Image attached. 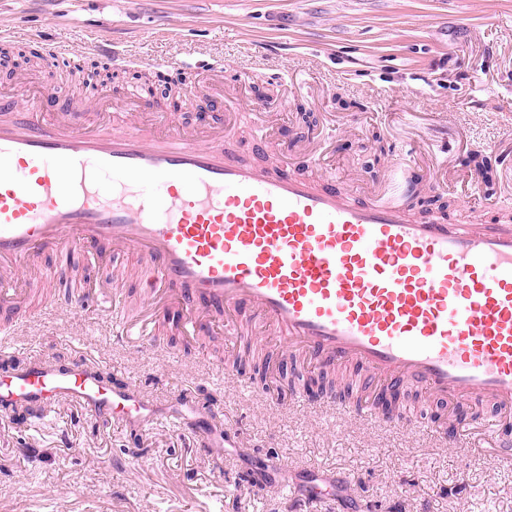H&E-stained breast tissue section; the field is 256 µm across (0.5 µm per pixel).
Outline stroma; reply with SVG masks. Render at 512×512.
I'll return each instance as SVG.
<instances>
[{"instance_id": "35a3bbf8", "label": "stroma", "mask_w": 512, "mask_h": 512, "mask_svg": "<svg viewBox=\"0 0 512 512\" xmlns=\"http://www.w3.org/2000/svg\"><path fill=\"white\" fill-rule=\"evenodd\" d=\"M34 37L62 53L43 84L74 87L69 63H98L166 110L184 67L223 72L238 99L230 148L260 171L302 157L311 182L334 177L358 201L414 141L432 172L409 218L444 203L452 224L512 222V0H0V84L37 72ZM151 62L161 80L148 91ZM163 333L160 347L128 350L112 343L111 314L46 303L0 342V375L67 364L79 347L162 405L200 385L223 393L218 415L145 427L66 402L39 418L0 410V512H512V463H492L489 437L445 447L432 433L456 403L420 392L405 424L310 407L270 396L283 363L271 333L263 382L225 374L242 348L232 337Z\"/></svg>"}]
</instances>
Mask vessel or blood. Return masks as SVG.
I'll return each instance as SVG.
<instances>
[{"mask_svg":"<svg viewBox=\"0 0 512 512\" xmlns=\"http://www.w3.org/2000/svg\"><path fill=\"white\" fill-rule=\"evenodd\" d=\"M99 122L30 79L0 92V307L54 252H134L138 314L119 291L67 286L53 304L112 314V341L157 344L149 315L172 302L201 335L271 330L293 355L353 372L349 414L393 422L383 399L420 387L439 400L512 410V225L412 222L410 190L346 201L292 168L260 173L230 153L224 127L187 134L172 112L134 121L118 97ZM65 401L106 422L147 423L155 405L99 378L81 353L66 369L0 376V407L42 415ZM492 459L512 460V424H489Z\"/></svg>","mask_w":512,"mask_h":512,"instance_id":"b4317fda","label":"vessel or blood"}]
</instances>
